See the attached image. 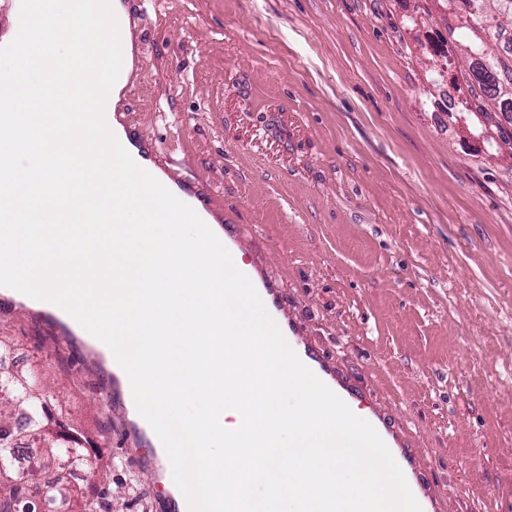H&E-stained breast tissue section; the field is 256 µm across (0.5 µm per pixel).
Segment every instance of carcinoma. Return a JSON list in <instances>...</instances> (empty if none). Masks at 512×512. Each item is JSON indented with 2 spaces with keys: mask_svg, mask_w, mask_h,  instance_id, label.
Here are the masks:
<instances>
[{
  "mask_svg": "<svg viewBox=\"0 0 512 512\" xmlns=\"http://www.w3.org/2000/svg\"><path fill=\"white\" fill-rule=\"evenodd\" d=\"M436 1L451 12L443 19L446 35L428 42L431 55L452 65L448 55L452 43L468 63L462 73L468 96L448 114L481 115L488 121L500 117L494 124L498 136L484 139L496 150L500 143L512 142L502 126L504 122L512 126V0H421L419 16L431 15L430 3ZM47 399L33 371L0 368V512H12L14 501L26 492L59 500L67 512H99L100 504L81 494L73 481L76 471L90 468L87 437L45 414ZM18 413L28 420L23 431L13 427ZM14 438L36 448L24 471L14 464Z\"/></svg>",
  "mask_w": 512,
  "mask_h": 512,
  "instance_id": "1",
  "label": "carcinoma"
}]
</instances>
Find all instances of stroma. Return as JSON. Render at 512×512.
Returning a JSON list of instances; mask_svg holds the SVG:
<instances>
[{"label":"stroma","mask_w":512,"mask_h":512,"mask_svg":"<svg viewBox=\"0 0 512 512\" xmlns=\"http://www.w3.org/2000/svg\"><path fill=\"white\" fill-rule=\"evenodd\" d=\"M415 0H147L124 127L195 179L301 336L403 434L430 512H512V158L449 119ZM0 336L98 437L86 493L155 512L104 354L0 292Z\"/></svg>","instance_id":"35a3bbf8"}]
</instances>
